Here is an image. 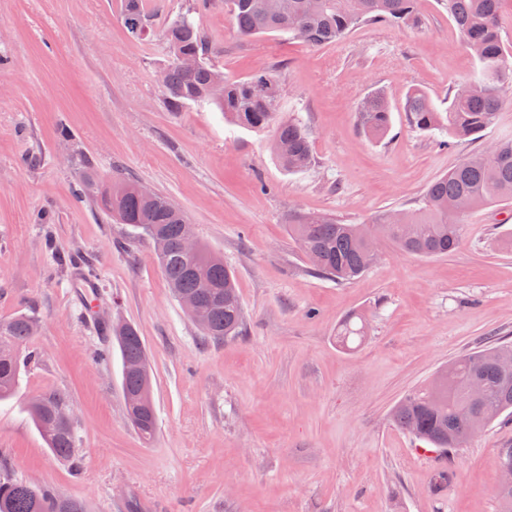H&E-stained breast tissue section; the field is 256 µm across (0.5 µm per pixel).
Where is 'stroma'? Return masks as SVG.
Segmentation results:
<instances>
[{
  "mask_svg": "<svg viewBox=\"0 0 512 512\" xmlns=\"http://www.w3.org/2000/svg\"><path fill=\"white\" fill-rule=\"evenodd\" d=\"M124 0H0V320L38 328L21 390L0 402V463L13 476L84 500L90 512H500L501 418L437 452L398 429L393 405L461 355L512 342V203L471 212L460 248L422 258L379 244L346 284L317 278L287 219L320 212L352 224L419 207L425 188L465 156L512 136V102L479 139L410 127L414 88L447 108L477 61L440 0H417L419 26H363L312 48L286 34L243 38L224 0H144L149 38L124 27ZM187 13L226 77L272 71L281 118L308 130L315 164L286 171L272 128L228 124L212 105L167 106L162 32ZM383 91L391 128L364 136L357 115ZM89 160L180 208L237 273L244 335L204 341L174 298L152 241L106 218L75 185ZM96 268L102 320L133 323L146 343L158 431L129 426L119 352L82 318L75 275ZM363 315L367 335L336 343ZM68 397L78 425L71 467L47 450L24 410Z\"/></svg>",
  "mask_w": 512,
  "mask_h": 512,
  "instance_id": "1",
  "label": "stroma"
}]
</instances>
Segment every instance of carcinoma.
<instances>
[{
  "label": "carcinoma",
  "instance_id": "1",
  "mask_svg": "<svg viewBox=\"0 0 512 512\" xmlns=\"http://www.w3.org/2000/svg\"><path fill=\"white\" fill-rule=\"evenodd\" d=\"M500 0H442L463 44L478 61L475 74L454 89L448 108H438L421 90L406 97L403 111L409 123L424 132L439 131L451 139L473 137L494 124L503 95L512 92V51L499 32ZM416 0H278L274 12L265 0H225L244 38L287 33L309 46L335 43L359 26L373 23L415 25ZM122 22L129 33L148 37L149 16L142 0H124ZM169 53L159 82L173 111L193 103H209L224 118L244 128L275 124L272 150L289 172H301L314 163L307 129L294 120L275 121L269 96L281 97L277 75L264 72L232 80L207 61L208 43L201 29L187 17L172 21L163 32ZM365 134L384 138L391 126V106L382 92L372 93L358 113ZM78 196L92 197L97 206L120 224L142 230L153 242L158 264L173 295L201 300L193 321L210 340L240 336L244 316L235 271L206 244L195 255L182 250L188 224L168 197L146 196L137 184L114 179L105 182L96 171L82 166ZM512 200V138L501 139L476 152L434 180L422 206L408 212H385L371 224H348L319 213H297L288 218V235L301 247L317 277L346 283L363 275L374 263L371 249L379 234L397 249L422 256L454 253L463 239V218L472 210ZM34 319L18 314L0 321V401L14 397L20 387L26 348ZM363 316L347 317L337 339L343 345L365 335ZM122 359V389L129 424L146 444L157 431L152 377L145 343L135 326L112 327ZM482 387L471 394L469 383ZM27 412L47 449L61 461L76 462L77 426L69 414L68 399L50 394L27 402ZM512 414V343H496L457 358L428 385L404 395L393 407L396 427L439 451L462 447L474 434L502 415ZM0 512H88L84 501L58 493L50 486H33L8 473L0 478Z\"/></svg>",
  "mask_w": 512,
  "mask_h": 512
}]
</instances>
